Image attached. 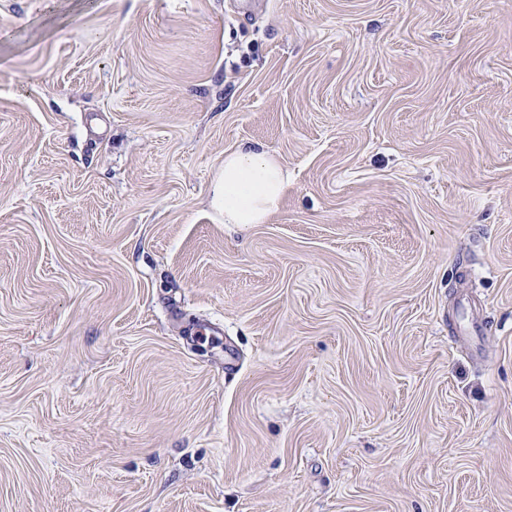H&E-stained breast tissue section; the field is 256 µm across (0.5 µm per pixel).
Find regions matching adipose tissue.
Here are the masks:
<instances>
[{"instance_id":"1","label":"adipose tissue","mask_w":512,"mask_h":512,"mask_svg":"<svg viewBox=\"0 0 512 512\" xmlns=\"http://www.w3.org/2000/svg\"><path fill=\"white\" fill-rule=\"evenodd\" d=\"M288 172L269 153L249 143L224 156V173L213 198L228 224H261L275 212Z\"/></svg>"}]
</instances>
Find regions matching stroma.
Listing matches in <instances>:
<instances>
[{
	"mask_svg": "<svg viewBox=\"0 0 512 512\" xmlns=\"http://www.w3.org/2000/svg\"><path fill=\"white\" fill-rule=\"evenodd\" d=\"M0 512H512V0H0ZM288 186V171L269 153L241 143L224 155V173L213 198L228 224H262Z\"/></svg>",
	"mask_w": 512,
	"mask_h": 512,
	"instance_id": "stroma-1",
	"label": "stroma"
}]
</instances>
